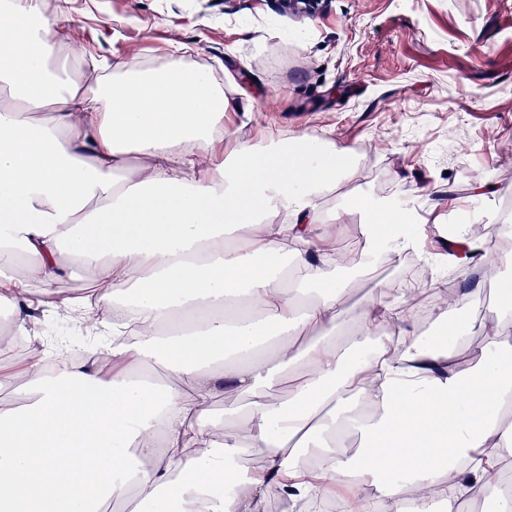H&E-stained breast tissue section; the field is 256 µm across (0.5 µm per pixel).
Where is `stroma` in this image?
Wrapping results in <instances>:
<instances>
[{
  "label": "stroma",
  "instance_id": "35a3bbf8",
  "mask_svg": "<svg viewBox=\"0 0 512 512\" xmlns=\"http://www.w3.org/2000/svg\"><path fill=\"white\" fill-rule=\"evenodd\" d=\"M69 49L111 66L138 54L231 73L233 140L320 135L359 157L352 178L322 200L326 245L351 243L358 261L336 268L346 288L345 329L377 293L404 285L402 265L379 267L364 253L359 215L343 198H389L442 224L463 218L488 227L512 218V0H329L316 16L284 12L276 0H44ZM487 176L492 195L474 190ZM418 267L424 287L451 282L468 294L487 268L472 258L449 268L429 244Z\"/></svg>",
  "mask_w": 512,
  "mask_h": 512
}]
</instances>
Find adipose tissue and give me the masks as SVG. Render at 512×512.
<instances>
[{
	"mask_svg": "<svg viewBox=\"0 0 512 512\" xmlns=\"http://www.w3.org/2000/svg\"><path fill=\"white\" fill-rule=\"evenodd\" d=\"M57 49L37 0H0V251L23 244L47 291L74 261L111 280L74 310L114 340L59 374L24 371L30 403L0 405V512H101L129 497L133 512H264L273 489L282 512L331 494L337 512H458L499 492L512 469V281L494 274L474 292L506 305L465 362L459 331L427 342L389 283L339 340L346 292L321 198L350 178L346 152L314 134L216 150L230 105L210 69L134 56L90 95L56 66ZM134 158L137 178H122ZM358 211L367 250L421 253L409 208L374 199ZM478 253L511 258L512 233L493 244L459 233L448 262ZM386 319L403 331H383ZM310 328L304 349L285 342ZM155 362L171 383L132 378ZM296 367L305 382L274 403ZM341 429L355 447L337 449ZM258 447L262 466L239 469ZM414 485L433 496L413 510Z\"/></svg>",
	"mask_w": 512,
	"mask_h": 512,
	"instance_id": "ef3b65f1",
	"label": "adipose tissue"
}]
</instances>
